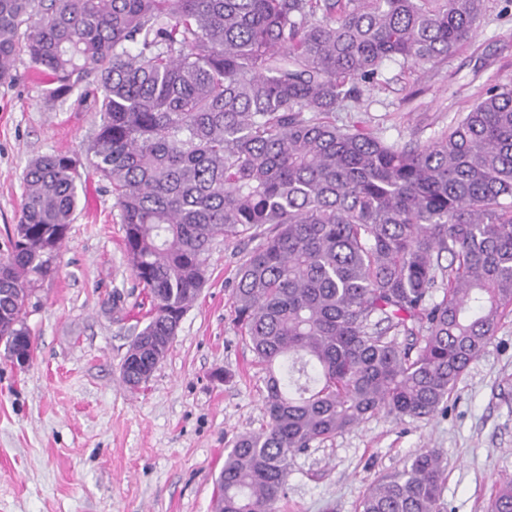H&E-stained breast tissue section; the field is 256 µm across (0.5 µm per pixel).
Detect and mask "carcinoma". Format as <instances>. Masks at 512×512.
Segmentation results:
<instances>
[{
    "instance_id": "carcinoma-1",
    "label": "carcinoma",
    "mask_w": 512,
    "mask_h": 512,
    "mask_svg": "<svg viewBox=\"0 0 512 512\" xmlns=\"http://www.w3.org/2000/svg\"><path fill=\"white\" fill-rule=\"evenodd\" d=\"M34 2L0 0V80L23 50L50 101L101 93L86 159L112 187L152 304L120 366L129 389L166 357L214 242L271 225L232 291L266 370L268 423L231 440L215 512H277L290 459L313 441L381 412L434 416L512 307V83L427 145L388 144L332 114L386 60L448 58L484 0ZM78 165L30 161L0 259V338L29 360L25 304L54 270ZM444 483L438 456L420 451L358 512H442ZM488 512H512V482Z\"/></svg>"
}]
</instances>
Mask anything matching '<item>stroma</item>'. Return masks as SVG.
Returning <instances> with one entry per match:
<instances>
[{
  "label": "stroma",
  "mask_w": 512,
  "mask_h": 512,
  "mask_svg": "<svg viewBox=\"0 0 512 512\" xmlns=\"http://www.w3.org/2000/svg\"><path fill=\"white\" fill-rule=\"evenodd\" d=\"M512 81V0H485L481 27L443 62H385L337 125L388 143L427 144L488 88ZM101 123L94 95L49 102L18 54L0 80V258L11 250L30 160L78 158L83 190L56 260L25 311L36 349L25 369L0 350V512H211L234 435L267 418L264 374L234 325L232 290L256 243L220 240L170 350L140 389L120 363L149 301L124 255L120 210L83 158ZM421 450L446 470V512H487L512 482V310L431 419L376 414L290 461L279 512H357L376 479Z\"/></svg>",
  "instance_id": "stroma-1"
}]
</instances>
